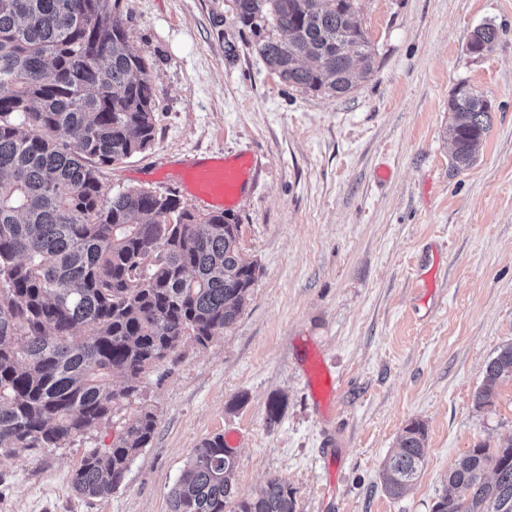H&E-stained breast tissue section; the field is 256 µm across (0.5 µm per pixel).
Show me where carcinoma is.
Instances as JSON below:
<instances>
[{
    "label": "carcinoma",
    "instance_id": "obj_1",
    "mask_svg": "<svg viewBox=\"0 0 512 512\" xmlns=\"http://www.w3.org/2000/svg\"><path fill=\"white\" fill-rule=\"evenodd\" d=\"M355 2L235 0V8L242 25L283 33L258 45L282 80L342 97L374 69ZM119 5L0 0V456L82 436L184 337L205 347L233 325L259 275L228 214L196 213L143 188L102 191L100 168L155 137L152 79ZM499 36L482 24L470 47L487 51ZM449 109L453 164L464 169L489 129L490 105L465 87ZM509 376L512 343L486 366L477 403ZM155 428L146 411L112 447L88 452L71 474L74 491L112 493ZM425 461V427L413 422L386 460L388 494L400 496ZM236 469L224 436L204 439L170 491L171 512H294L293 492L277 478L236 496ZM447 481L433 512H512V442L474 446Z\"/></svg>",
    "mask_w": 512,
    "mask_h": 512
}]
</instances>
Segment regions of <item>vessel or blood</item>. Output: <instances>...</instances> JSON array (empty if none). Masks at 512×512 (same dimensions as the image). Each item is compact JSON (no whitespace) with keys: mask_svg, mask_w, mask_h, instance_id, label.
<instances>
[{"mask_svg":"<svg viewBox=\"0 0 512 512\" xmlns=\"http://www.w3.org/2000/svg\"><path fill=\"white\" fill-rule=\"evenodd\" d=\"M251 169L252 160L245 154L197 160L186 166L182 186L204 204L219 209L242 194Z\"/></svg>","mask_w":512,"mask_h":512,"instance_id":"b4317fda","label":"vessel or blood"}]
</instances>
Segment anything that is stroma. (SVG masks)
I'll return each mask as SVG.
<instances>
[{
    "label": "stroma",
    "instance_id": "obj_1",
    "mask_svg": "<svg viewBox=\"0 0 512 512\" xmlns=\"http://www.w3.org/2000/svg\"><path fill=\"white\" fill-rule=\"evenodd\" d=\"M374 71L348 96L284 82L233 0H122L148 56L152 145L102 167L105 191L145 187L205 207L184 160L247 153L228 210L259 277L237 321L207 346L184 338L108 419L62 448L0 456V512H170L199 443L237 455L238 496L288 483L295 512H432L469 448L512 440V378L477 405L487 364L512 343V0H357ZM494 24L488 51L472 31ZM466 83L491 104L475 163L451 165L449 100ZM281 412L270 418L268 402ZM155 435L110 495L70 478L142 412ZM427 457L402 495L384 462L404 427ZM499 30L490 23L476 27L471 35L470 47L476 53L488 51L498 40Z\"/></svg>",
    "mask_w": 512,
    "mask_h": 512
}]
</instances>
